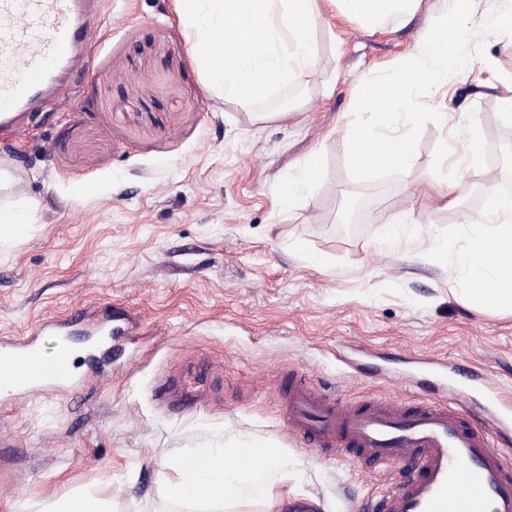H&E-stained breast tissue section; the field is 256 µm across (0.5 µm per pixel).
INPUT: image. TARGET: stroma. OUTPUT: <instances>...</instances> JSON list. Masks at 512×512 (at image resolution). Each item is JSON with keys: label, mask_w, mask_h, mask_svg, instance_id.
<instances>
[{"label": "stroma", "mask_w": 512, "mask_h": 512, "mask_svg": "<svg viewBox=\"0 0 512 512\" xmlns=\"http://www.w3.org/2000/svg\"><path fill=\"white\" fill-rule=\"evenodd\" d=\"M435 0L406 26L334 24L317 34L320 63L296 81L287 118L252 124L208 92L175 0H97L99 33L72 91L0 128V168L15 185L0 210V343L42 322L119 320L113 344L73 327L71 383L0 396V512L76 491L116 512H193L166 480L187 448L250 438L280 448L288 477L270 503L228 512H378L405 464L363 466L343 446L310 448L291 431L283 396L294 381L336 407L377 400L449 401L457 370L488 378L512 407V315L448 288V266L422 258L427 231L454 232L481 214L488 188L512 179V130L500 81L512 43L486 42L488 71H463L428 105L455 112L427 124L407 174L358 183L344 127L366 79L413 58ZM478 131L496 163L459 159ZM315 179L283 206L280 184L306 164ZM459 181L438 209L437 180ZM397 217L402 243L379 241ZM441 368L435 386L423 371Z\"/></svg>", "instance_id": "1"}]
</instances>
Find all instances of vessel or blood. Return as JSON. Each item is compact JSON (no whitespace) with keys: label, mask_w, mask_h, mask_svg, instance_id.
Listing matches in <instances>:
<instances>
[{"label":"vessel or blood","mask_w":512,"mask_h":512,"mask_svg":"<svg viewBox=\"0 0 512 512\" xmlns=\"http://www.w3.org/2000/svg\"><path fill=\"white\" fill-rule=\"evenodd\" d=\"M98 28L94 0H0V127L47 96L69 93L55 71L86 50ZM17 361L28 391L68 376L33 336L0 345V375ZM285 405L291 429L314 447L342 443L372 467L414 460V475L389 493L385 512H512V460L485 429L465 426L457 408L433 402L412 413L338 410L301 382L289 388Z\"/></svg>","instance_id":"1"}]
</instances>
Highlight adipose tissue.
<instances>
[{"label": "adipose tissue", "instance_id": "1", "mask_svg": "<svg viewBox=\"0 0 512 512\" xmlns=\"http://www.w3.org/2000/svg\"><path fill=\"white\" fill-rule=\"evenodd\" d=\"M192 49L206 68L212 91L234 103L253 121L279 119L260 112L261 95L287 86L318 59L316 33L333 14L371 29L410 22L422 0H179ZM475 223L479 233L460 245L453 235L430 236L427 254L451 259L466 255L467 298L476 305L512 314V200L493 196ZM253 463H238L241 444L193 448L174 463L178 478L171 498L226 503L269 500L286 469L280 449L254 442Z\"/></svg>", "mask_w": 512, "mask_h": 512}]
</instances>
